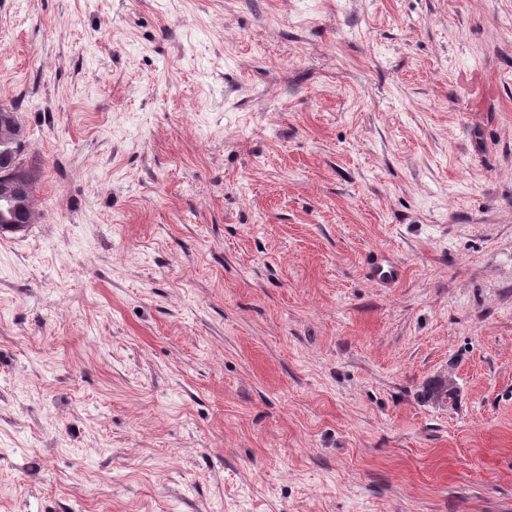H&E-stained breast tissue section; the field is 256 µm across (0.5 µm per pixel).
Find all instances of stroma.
<instances>
[{"instance_id": "stroma-1", "label": "stroma", "mask_w": 512, "mask_h": 512, "mask_svg": "<svg viewBox=\"0 0 512 512\" xmlns=\"http://www.w3.org/2000/svg\"><path fill=\"white\" fill-rule=\"evenodd\" d=\"M1 105L0 512H512V0H0ZM0 232H18L31 222L34 183L15 164L13 150L26 145L16 113L0 107ZM455 386L456 383L451 378L435 379L427 386L424 398L432 404L441 405V403L455 398Z\"/></svg>"}]
</instances>
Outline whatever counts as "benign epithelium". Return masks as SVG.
<instances>
[{
	"label": "benign epithelium",
	"mask_w": 512,
	"mask_h": 512,
	"mask_svg": "<svg viewBox=\"0 0 512 512\" xmlns=\"http://www.w3.org/2000/svg\"><path fill=\"white\" fill-rule=\"evenodd\" d=\"M26 145L16 113L0 107V232H18L31 222L34 183L15 164L13 150Z\"/></svg>",
	"instance_id": "benign-epithelium-1"
}]
</instances>
